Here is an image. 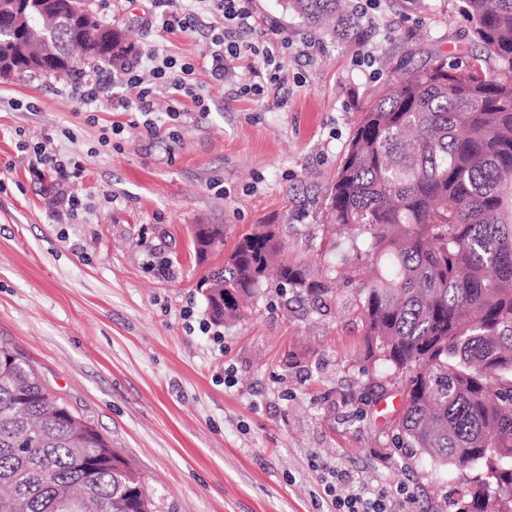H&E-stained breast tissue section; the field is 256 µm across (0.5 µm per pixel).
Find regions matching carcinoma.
<instances>
[{"instance_id": "cac0c4a2", "label": "carcinoma", "mask_w": 512, "mask_h": 512, "mask_svg": "<svg viewBox=\"0 0 512 512\" xmlns=\"http://www.w3.org/2000/svg\"><path fill=\"white\" fill-rule=\"evenodd\" d=\"M479 51L441 54L387 80L362 110L328 219L360 261L367 357L402 379L396 440L458 467L492 462L463 512H512V0H460ZM319 27L339 0H288ZM89 9L65 54L39 70L16 34L0 59L17 75L64 78L118 69L135 53L112 45ZM316 301L330 281L291 261L275 233L241 236L204 279L216 324L243 315L267 275ZM139 474L19 352L0 345V512H153Z\"/></svg>"}]
</instances>
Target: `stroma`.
Returning <instances> with one entry per match:
<instances>
[{
	"instance_id": "stroma-1",
	"label": "stroma",
	"mask_w": 512,
	"mask_h": 512,
	"mask_svg": "<svg viewBox=\"0 0 512 512\" xmlns=\"http://www.w3.org/2000/svg\"><path fill=\"white\" fill-rule=\"evenodd\" d=\"M127 30L138 60L196 62L204 110L172 121L156 87L157 134L118 106L122 76L101 68L94 101L49 76L0 80V342L92 423L140 473L156 512H336L332 474L385 492L391 512H458L485 465H445L395 445L387 415L401 381L366 362L356 262L327 229L336 179L371 94L406 59L472 49L460 0H380L374 23L343 0L359 36L311 27L284 0H253L288 39L283 80L259 61L223 80L200 64L222 16L199 0L193 30L147 26L151 0H92ZM372 52L374 69L357 66ZM265 93L239 95L240 75ZM45 144L81 177L35 176ZM224 227L198 260L193 228ZM272 227L290 258L327 268L331 298L263 283L243 319L213 325L197 288L237 238Z\"/></svg>"
}]
</instances>
